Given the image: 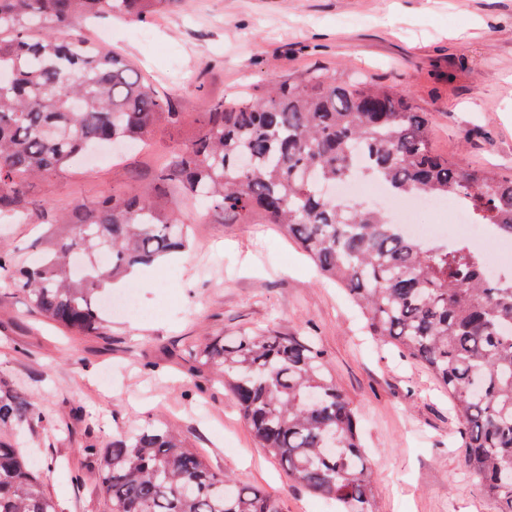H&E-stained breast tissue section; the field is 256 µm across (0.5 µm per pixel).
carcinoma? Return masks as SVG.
I'll return each mask as SVG.
<instances>
[{
  "instance_id": "carcinoma-1",
  "label": "carcinoma",
  "mask_w": 512,
  "mask_h": 512,
  "mask_svg": "<svg viewBox=\"0 0 512 512\" xmlns=\"http://www.w3.org/2000/svg\"><path fill=\"white\" fill-rule=\"evenodd\" d=\"M180 3L0 0V223L27 215L30 179L65 174L107 139L138 145L184 121L126 57L77 29L85 17L142 20ZM32 28L42 34L30 36ZM357 170L399 197L458 196L478 221L512 237V178L436 153L427 115L405 97L321 73L260 98L214 104L160 167L169 196L107 194L87 211L79 205L73 235L39 263L18 269L0 251V277L22 285L47 319L78 335L100 334L104 284L186 246L181 203L201 201L240 224L262 213L345 291L370 335L421 361L448 390L467 468L496 512H512V279L487 274L463 244L421 243L380 211L322 193ZM102 250L107 265H68L76 251L90 258ZM190 356L224 375L261 447L291 478L339 512H373L358 415L318 345L243 331L197 345ZM43 421L33 396L0 377V512H57L43 474L1 433ZM81 451L98 464L110 512H279L272 497L210 469L166 427L149 424L110 447Z\"/></svg>"
}]
</instances>
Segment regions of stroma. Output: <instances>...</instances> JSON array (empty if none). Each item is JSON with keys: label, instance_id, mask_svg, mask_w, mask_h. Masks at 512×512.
Returning <instances> with one entry per match:
<instances>
[{"label": "stroma", "instance_id": "obj_1", "mask_svg": "<svg viewBox=\"0 0 512 512\" xmlns=\"http://www.w3.org/2000/svg\"><path fill=\"white\" fill-rule=\"evenodd\" d=\"M129 59L185 121L149 147L117 158L97 150L57 179H33L24 224H0V247L42 259L67 240L76 203L149 190L163 154L189 140L193 121L227 97L262 96L311 71L356 72L427 113L437 152L512 177V0H186L140 22H83ZM190 247L134 275L139 308L113 311L106 333L78 336L38 314L18 286L0 282V375L32 394L42 425L15 430L48 469L58 512H109L84 444L111 446L133 427L179 430L214 471L256 486L280 512H319L320 499L260 448L221 376L198 370L187 345L242 329L314 339L358 411L373 512H495L464 466L447 391L419 362L367 336L336 284L275 225L226 223L182 208Z\"/></svg>", "mask_w": 512, "mask_h": 512}]
</instances>
